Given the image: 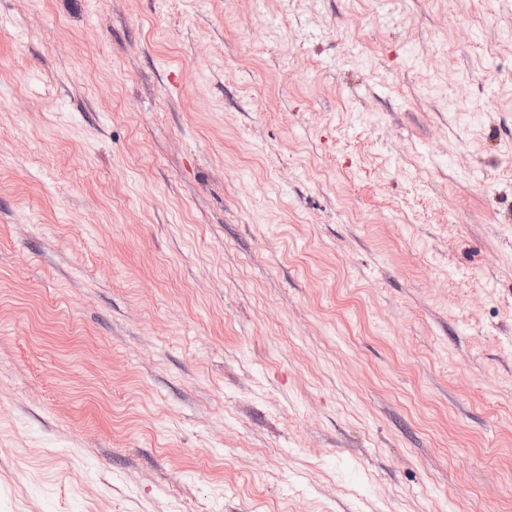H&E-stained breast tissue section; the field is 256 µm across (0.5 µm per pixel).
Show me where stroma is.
Wrapping results in <instances>:
<instances>
[{
  "label": "stroma",
  "instance_id": "stroma-1",
  "mask_svg": "<svg viewBox=\"0 0 512 512\" xmlns=\"http://www.w3.org/2000/svg\"><path fill=\"white\" fill-rule=\"evenodd\" d=\"M0 512H512V0H0Z\"/></svg>",
  "mask_w": 512,
  "mask_h": 512
}]
</instances>
